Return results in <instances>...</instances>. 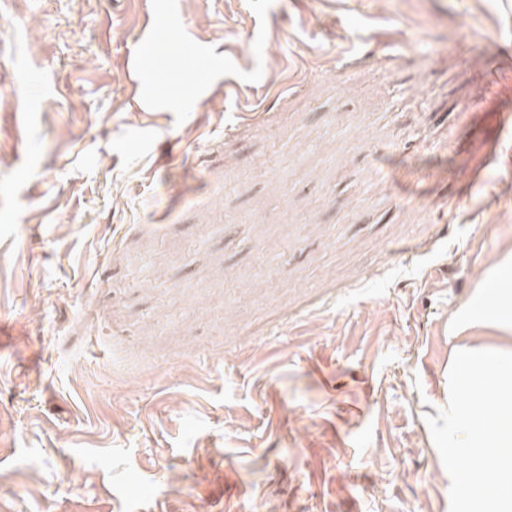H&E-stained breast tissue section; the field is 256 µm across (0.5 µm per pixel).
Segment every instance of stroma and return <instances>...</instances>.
Returning a JSON list of instances; mask_svg holds the SVG:
<instances>
[{
    "mask_svg": "<svg viewBox=\"0 0 512 512\" xmlns=\"http://www.w3.org/2000/svg\"><path fill=\"white\" fill-rule=\"evenodd\" d=\"M127 2L0 0V512H449L512 0Z\"/></svg>",
    "mask_w": 512,
    "mask_h": 512,
    "instance_id": "stroma-1",
    "label": "stroma"
}]
</instances>
